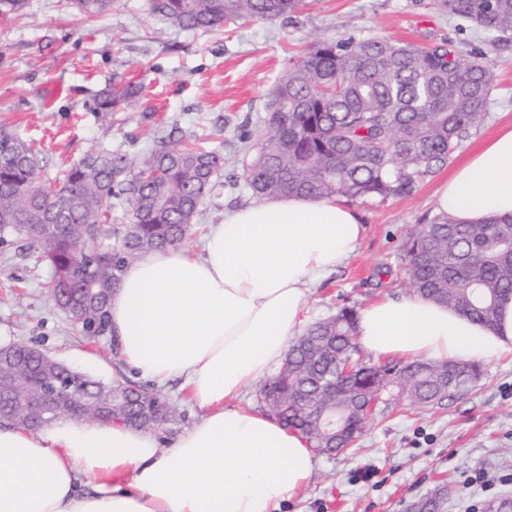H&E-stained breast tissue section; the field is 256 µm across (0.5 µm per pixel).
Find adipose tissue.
Wrapping results in <instances>:
<instances>
[{
    "label": "adipose tissue",
    "instance_id": "adipose-tissue-1",
    "mask_svg": "<svg viewBox=\"0 0 512 512\" xmlns=\"http://www.w3.org/2000/svg\"><path fill=\"white\" fill-rule=\"evenodd\" d=\"M435 206L468 224L512 217V126L475 147ZM364 231L341 198L266 199L226 211L198 252H151L125 267L109 305L122 367L158 388L179 382L198 422L167 447L115 423L0 427V512H278L310 485L315 453L237 401L282 362L306 325L309 290ZM357 333L377 359L512 354V298L488 328L416 296H384L360 310Z\"/></svg>",
    "mask_w": 512,
    "mask_h": 512
}]
</instances>
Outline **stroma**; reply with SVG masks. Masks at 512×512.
Here are the masks:
<instances>
[{"mask_svg":"<svg viewBox=\"0 0 512 512\" xmlns=\"http://www.w3.org/2000/svg\"><path fill=\"white\" fill-rule=\"evenodd\" d=\"M350 36L447 43L483 57L494 73L486 118L447 166L410 196L354 202L364 237L354 256L311 288L306 310L312 321L345 306L359 310L407 294L401 244L410 225L433 217L439 183L476 143L512 125V43L448 13L443 0H305L288 19L195 30L164 23L145 0H112L94 16L78 13L69 0H27L21 13L0 20V124L38 143L49 178L99 145L143 155L153 149L157 127H179L187 140L218 150L226 183L200 208L185 242L195 250L225 210L253 200L244 186L249 157L239 131L260 126L268 91L306 43ZM116 76L142 83L144 97L125 121L113 123L98 119L87 102ZM49 277L36 251L0 245V343L37 346L74 370L112 381L119 362L109 336H83L50 300ZM481 368L464 395L400 407L371 422L352 450L318 456L313 481L282 512H406L443 477L457 493L442 512H481L484 501L512 497V485L499 483L502 463L512 457V354Z\"/></svg>","mask_w":512,"mask_h":512,"instance_id":"1","label":"stroma"}]
</instances>
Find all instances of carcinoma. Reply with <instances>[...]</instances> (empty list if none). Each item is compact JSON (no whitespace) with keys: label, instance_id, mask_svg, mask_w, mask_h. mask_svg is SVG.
I'll return each instance as SVG.
<instances>
[{"label":"carcinoma","instance_id":"cac0c4a2","mask_svg":"<svg viewBox=\"0 0 512 512\" xmlns=\"http://www.w3.org/2000/svg\"><path fill=\"white\" fill-rule=\"evenodd\" d=\"M87 14L110 0H73ZM302 0H146L150 14L182 29H213L230 19L287 18ZM448 12L512 39V0H444ZM491 66L450 46L388 39L324 38L311 43L267 94L258 135L239 134L253 150L247 184L258 198H375L412 194L448 163L486 116ZM143 87L114 78L92 111L104 118L133 108ZM154 149L131 158L92 148L52 182L41 177V151L0 126V244L24 242L50 268L57 307L87 336L109 329V301L124 268L143 253L181 245L204 199L220 183L224 156L186 143L177 127L154 131ZM129 205L128 223L108 224L114 201ZM403 272L412 292L491 326L512 295V219L460 224L445 214L413 226ZM357 311L343 307L307 328L256 395L257 404L303 434L324 454L354 444L368 422L405 400L427 407L470 390L481 374L473 361L373 363L356 343ZM0 375L41 388L59 379L77 391L75 420L112 406V422L157 430L177 417L158 390L119 375L109 383L54 372L26 346ZM3 421L30 429L51 422L22 398L0 399ZM453 485L438 482L407 512H438Z\"/></svg>","mask_w":512,"mask_h":512}]
</instances>
